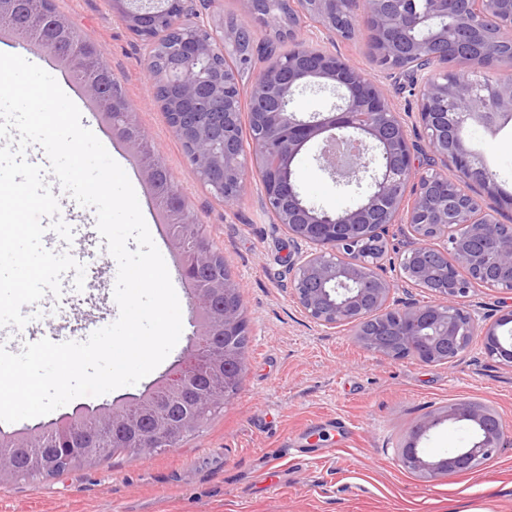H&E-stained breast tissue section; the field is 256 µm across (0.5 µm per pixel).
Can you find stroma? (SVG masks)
<instances>
[{
  "instance_id": "1",
  "label": "stroma",
  "mask_w": 512,
  "mask_h": 512,
  "mask_svg": "<svg viewBox=\"0 0 512 512\" xmlns=\"http://www.w3.org/2000/svg\"><path fill=\"white\" fill-rule=\"evenodd\" d=\"M56 10L101 47L144 131L186 195L238 285L250 330L240 390L178 447L147 458L113 455L99 465L55 477L0 483V512H512V442L474 472L425 482L405 471L396 450L423 417L459 400L494 408L512 424V368L487 358L472 342L448 364L392 360L357 346L348 328L326 329L300 313L286 271L292 242L272 224L260 186L225 208L200 180L154 100L145 48L113 14L109 0H54ZM215 15L249 24L253 42L276 55L294 42L248 22L243 0H224ZM307 44L341 54L381 84L400 111L415 105L409 91L372 61L365 39L328 42L301 22ZM56 80L76 104L81 123L125 170L150 234L167 258L180 304L186 286L162 232L140 170L126 144L92 111L64 72ZM470 145L512 191V123L497 134L472 131ZM295 181L311 204L329 211L354 206L367 183L336 180L318 147L295 162ZM83 230L65 250L85 266L84 288L45 295L25 307L43 335L72 339L89 325L115 322L118 265L96 228L93 208L79 207ZM31 327V328H32ZM467 424L445 422L421 441L430 455L469 445Z\"/></svg>"
}]
</instances>
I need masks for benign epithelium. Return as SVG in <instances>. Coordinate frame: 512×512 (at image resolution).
<instances>
[{"instance_id":"obj_1","label":"benign epithelium","mask_w":512,"mask_h":512,"mask_svg":"<svg viewBox=\"0 0 512 512\" xmlns=\"http://www.w3.org/2000/svg\"><path fill=\"white\" fill-rule=\"evenodd\" d=\"M194 0H110L112 12L148 46L146 64L168 56L161 70L167 122L186 144L189 163L200 178L224 199L236 204L248 188V168L257 173L264 205L273 223L281 225L294 245L288 258L290 288L301 314L326 328L350 326L353 340L382 357H413L424 364H447L478 336L485 353L512 367V341L499 333L511 326L512 310L492 323L465 305L476 288L512 292V225L500 222L495 201L512 206V195L491 179L488 168L475 161L468 129L495 133L512 120V80H500L489 111L470 109L448 113L473 96L472 87L452 76L450 67L465 61L476 69L512 68V0H303L301 15L277 11L279 0H244L256 22L288 31L299 17L314 24L326 39L366 38L368 53L392 78L407 74L417 96V113L399 112L384 88L367 78L343 56L314 49L302 40L288 53V65L277 57L243 89L239 73L226 63L224 28L200 19ZM451 20L457 32L448 40ZM47 53L71 75L81 70L79 55ZM331 88L340 103L305 120L294 106L299 89ZM94 111L107 123L123 104L92 84L84 85ZM250 105L251 149L242 138V100ZM417 116L424 144L409 134L408 119ZM359 145L354 153L329 150L336 141ZM320 147V159L333 175L357 177L371 173L370 192L354 208L327 211L301 196L294 162L305 147ZM452 168L458 179L442 172L424 173L422 165ZM162 223L171 227L183 219L179 202L156 203ZM183 233L169 232L180 269L194 327L184 355L138 395L118 397L96 413L97 431L106 439L118 429L135 433L132 447L142 455L175 448L193 432L205 412L235 395L246 369L242 349L232 339L246 329L243 301L230 277L195 287L191 273L211 265L218 254L198 235L194 212ZM390 224H406L411 241L398 257L401 284L385 274V236ZM443 238L446 246L433 240ZM403 296H396L397 288ZM434 296L419 303L412 289ZM224 333V347L210 345ZM195 404L177 422L155 423L153 432L139 431L143 417L164 412L166 404L188 393ZM468 422L474 436L465 448L430 457L422 438L443 422ZM83 419L75 413L47 426L0 435L3 448H39L47 436L68 445L54 460L32 454L30 469L18 473L0 456V480L50 476L59 470L92 466L108 445H81ZM512 438V430L492 407L458 401L430 413L397 449L400 466L427 481L443 475L468 473L493 458Z\"/></svg>"}]
</instances>
